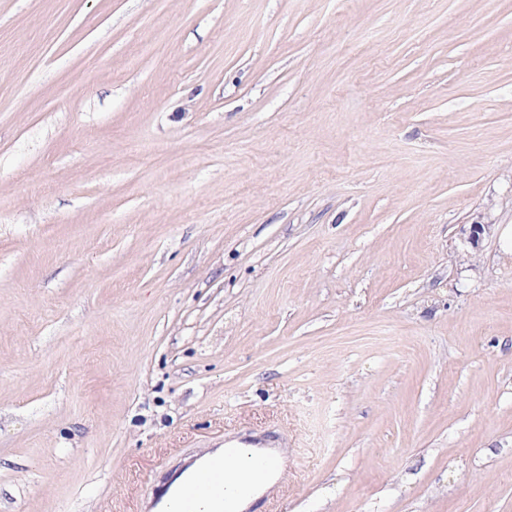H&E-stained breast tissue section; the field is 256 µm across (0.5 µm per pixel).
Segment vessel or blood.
I'll return each instance as SVG.
<instances>
[{
	"label": "vessel or blood",
	"instance_id": "b4317fda",
	"mask_svg": "<svg viewBox=\"0 0 512 512\" xmlns=\"http://www.w3.org/2000/svg\"><path fill=\"white\" fill-rule=\"evenodd\" d=\"M272 456L257 458L247 448H228L209 461L202 476L182 482L176 495L177 512H201L210 499L221 500V512H234L239 496L249 494L276 469Z\"/></svg>",
	"mask_w": 512,
	"mask_h": 512
}]
</instances>
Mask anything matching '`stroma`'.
<instances>
[{
	"instance_id": "35a3bbf8",
	"label": "stroma",
	"mask_w": 512,
	"mask_h": 512,
	"mask_svg": "<svg viewBox=\"0 0 512 512\" xmlns=\"http://www.w3.org/2000/svg\"><path fill=\"white\" fill-rule=\"evenodd\" d=\"M509 224L512 0H0V512H512ZM218 455H220V451L205 454L200 461L203 462L200 467L186 472L171 485L159 507L173 508L175 498L171 495L176 485L183 478L199 472L206 462ZM277 456L283 461L284 467L259 485L266 479L271 470L277 468V457L258 458L251 453L249 448H224L223 455L207 463L202 476L186 480L180 484L176 495L177 511L201 512L200 505L204 501L220 499L223 508L212 512H234L237 498L247 495L253 490L236 503L239 512L250 508L261 494L273 489L286 476L288 470L286 452L281 449ZM258 460H260V463L257 462ZM224 472H228L232 488L228 487L227 482L224 483Z\"/></svg>"
}]
</instances>
